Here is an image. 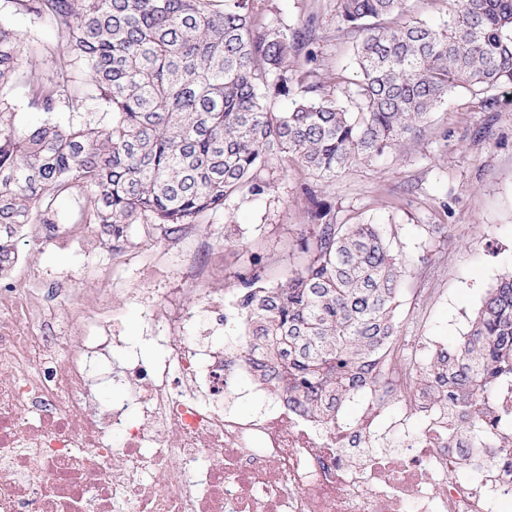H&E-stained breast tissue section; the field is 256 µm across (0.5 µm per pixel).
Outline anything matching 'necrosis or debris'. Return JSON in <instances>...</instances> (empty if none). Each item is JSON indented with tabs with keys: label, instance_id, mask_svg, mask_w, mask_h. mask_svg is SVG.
Wrapping results in <instances>:
<instances>
[{
	"label": "necrosis or debris",
	"instance_id": "necrosis-or-debris-1",
	"mask_svg": "<svg viewBox=\"0 0 512 512\" xmlns=\"http://www.w3.org/2000/svg\"><path fill=\"white\" fill-rule=\"evenodd\" d=\"M187 262L184 305H153L176 331L163 364L120 370L142 422L95 403L91 376L121 341L113 325L66 336L37 294L0 289V512H491L512 503V383L486 398L484 446L448 445L435 406L387 420L404 384L395 365L359 403L353 422L324 424L275 401L258 414L224 410L251 365L236 345L213 346L185 327L227 322L223 298L198 287ZM206 299V308L195 305ZM400 451L351 460L383 424Z\"/></svg>",
	"mask_w": 512,
	"mask_h": 512
}]
</instances>
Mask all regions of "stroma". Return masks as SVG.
Masks as SVG:
<instances>
[{"label": "stroma", "instance_id": "obj_1", "mask_svg": "<svg viewBox=\"0 0 512 512\" xmlns=\"http://www.w3.org/2000/svg\"><path fill=\"white\" fill-rule=\"evenodd\" d=\"M261 23L295 35L311 26L317 80L330 98L350 104L360 84L353 61L356 35L337 16L336 0H257ZM272 192H247L201 214L190 233L169 232L149 218L130 228L132 245L117 255L90 245L87 225L75 239L53 240L40 225L15 241L19 261L0 289H61L59 305L101 300L118 313L123 344L113 350L111 374L94 375L97 403H127L129 390L113 375L128 360L162 364L167 334L151 327L146 302H183L184 261L196 242L209 287L235 294L236 277L258 270L270 281L303 263L298 241L309 222L305 188L330 204L341 224L372 221L386 228L408 273L401 284L399 322L409 368L427 361L429 344L456 345L483 298L512 270V86L491 94L455 89L417 133L384 155L353 164L333 179L291 165L261 173ZM128 405V403H127ZM131 423H139L128 405Z\"/></svg>", "mask_w": 512, "mask_h": 512}]
</instances>
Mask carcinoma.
<instances>
[{
    "instance_id": "1",
    "label": "carcinoma",
    "mask_w": 512,
    "mask_h": 512,
    "mask_svg": "<svg viewBox=\"0 0 512 512\" xmlns=\"http://www.w3.org/2000/svg\"><path fill=\"white\" fill-rule=\"evenodd\" d=\"M50 21L63 51L22 67L36 49L0 23V271L25 224L55 223L54 204L82 198L78 220L120 238L143 217L191 224L260 178L273 160L332 178L412 135L457 87L512 85V0H448V20H378L405 0H337L359 34L352 106L319 93L305 36L262 26L254 0H12ZM28 90L40 120L16 121L11 90ZM277 112L271 100L294 95ZM95 99L98 119L85 118ZM68 121L58 120L59 111ZM303 265L280 283L239 276L234 319L249 377L330 424L343 403L378 384L401 342L405 264L378 224H338L311 200ZM512 379V271L481 302L452 349L431 351L412 399L442 409L448 442L482 444L484 402Z\"/></svg>"
}]
</instances>
